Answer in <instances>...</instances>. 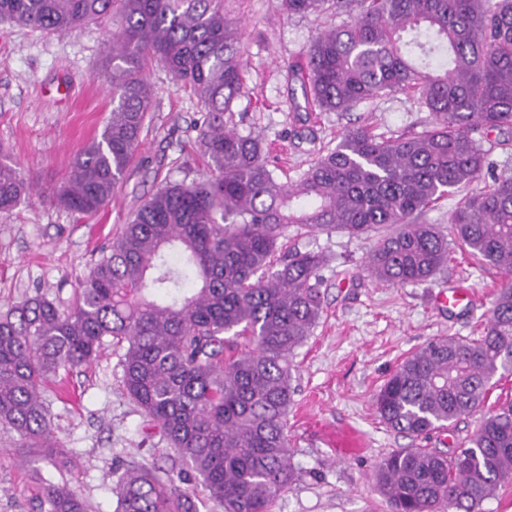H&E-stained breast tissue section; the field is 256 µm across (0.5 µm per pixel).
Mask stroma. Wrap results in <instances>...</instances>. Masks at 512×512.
<instances>
[{"label": "stroma", "instance_id": "1", "mask_svg": "<svg viewBox=\"0 0 512 512\" xmlns=\"http://www.w3.org/2000/svg\"><path fill=\"white\" fill-rule=\"evenodd\" d=\"M224 13L239 22L247 58L228 124L267 144L270 167L281 183L298 181L318 154L335 148L345 127L365 124L373 133L395 137L430 125L429 112L410 93L364 102L349 112L304 108L291 70L305 65L322 29L346 23V16H290L280 0H224ZM111 37L108 22L50 34L0 22V153L18 164L31 186L11 212L0 214V312L38 293L68 307L101 250L158 186L209 172L195 142L202 112L198 98L176 88L155 65L149 71L154 103L144 143L111 202L84 214L38 196V189L65 181L76 155L110 116L104 60ZM285 244L326 252L332 261L321 272L323 315L293 356L296 393L287 432L299 477L272 512H391L372 478L376 465L399 448L456 453L477 422L464 418L415 439L380 422L373 396L402 360L430 339L476 337L498 276L467 256L433 281L391 286L361 271L371 240L338 232L291 233ZM456 287L471 289L476 303L451 313L438 306L437 296ZM121 377L119 353L108 346L91 365L42 386L54 439L71 457L65 470H57L45 454L21 450L18 434L0 425V512H38L48 480L69 486L92 512H114L112 489L126 464L170 467L173 450L128 400ZM346 427L361 433L365 446L340 457L330 441Z\"/></svg>", "mask_w": 512, "mask_h": 512}]
</instances>
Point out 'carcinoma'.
Returning <instances> with one entry per match:
<instances>
[{"mask_svg":"<svg viewBox=\"0 0 512 512\" xmlns=\"http://www.w3.org/2000/svg\"><path fill=\"white\" fill-rule=\"evenodd\" d=\"M289 15L358 8L313 40L301 80L323 112L412 92L433 116L415 136L346 129L296 184L277 180L262 140L224 120L245 68L224 0H0V21L43 33L112 20L106 75L112 112L77 154L54 201L81 213L112 200L142 144L163 66L203 105L198 143L210 175L168 183L134 212L93 264L69 308L34 296L0 313V424L24 448L52 443L43 382L91 364L106 339L122 351L123 390L176 452L178 470L134 464L113 488L115 512H197L198 481L219 512H271L297 478L286 426L296 387L291 357L323 312L329 257L283 248L308 235L375 237L362 271L390 285L440 274L455 248L501 274L481 336L435 338L407 356L374 397L391 430L425 436L479 417L448 456L402 448L375 469L391 512H480L512 483V401L486 407L491 382L512 373V176L466 194L451 234L423 220L493 165L482 139L512 130V0H281ZM29 192L0 155V213ZM40 512H88L73 490L47 483Z\"/></svg>","mask_w":512,"mask_h":512,"instance_id":"obj_1","label":"carcinoma"}]
</instances>
